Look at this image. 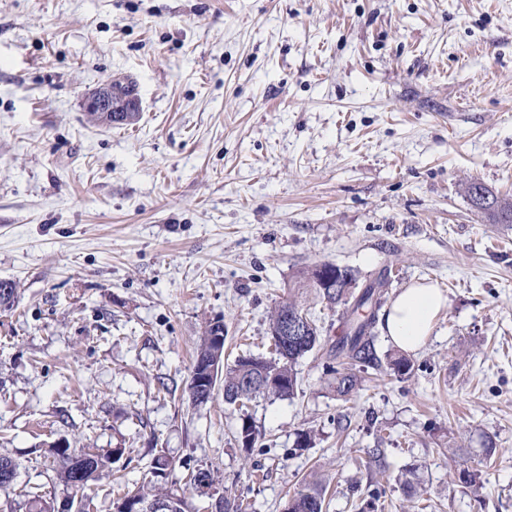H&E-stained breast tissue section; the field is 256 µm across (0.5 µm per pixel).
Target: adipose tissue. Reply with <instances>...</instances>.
I'll return each mask as SVG.
<instances>
[{"instance_id":"ef3b65f1","label":"adipose tissue","mask_w":512,"mask_h":512,"mask_svg":"<svg viewBox=\"0 0 512 512\" xmlns=\"http://www.w3.org/2000/svg\"><path fill=\"white\" fill-rule=\"evenodd\" d=\"M447 306L448 298L437 285L425 282L411 284L388 305L383 316V328L398 348L417 351Z\"/></svg>"}]
</instances>
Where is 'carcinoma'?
<instances>
[{
	"label": "carcinoma",
	"mask_w": 512,
	"mask_h": 512,
	"mask_svg": "<svg viewBox=\"0 0 512 512\" xmlns=\"http://www.w3.org/2000/svg\"><path fill=\"white\" fill-rule=\"evenodd\" d=\"M477 188L484 189L495 204V208L484 212V215L494 224H512V199L503 198L485 188L478 181H471L465 186V194L470 197ZM318 271L315 268L302 270L295 276L296 286L299 288H315L321 300L329 305L341 303L339 294L336 293V284L327 288H319L316 284ZM340 285L351 288L350 297L356 298L353 313L358 319L367 321L345 333L332 346L331 353L334 356H344L353 364L374 367L378 364V357L374 348L371 332L364 328H372L376 315H367L371 295L374 286L364 289L361 294H356V278L351 270L345 268L337 276ZM296 308L295 301L281 302L275 306L269 320V339L274 349V356L270 358H255L251 355L240 356L230 366L224 365V345L217 344L214 340L215 333L221 331L222 323L213 320L206 322L199 343L195 348L193 363L208 361L214 364L215 376L211 385H216L218 375L224 374V388L234 392V397L224 399L229 405L239 403L246 405L256 397L283 398L294 394L297 387V373L294 364L305 354L320 345L321 330L315 319H310L309 327L305 332V338L300 343L287 344L280 339L282 314L285 307ZM250 377L252 382L242 384L241 379ZM277 379L274 384H269L270 378ZM358 384V376L355 372H336L335 390L340 397H345L355 390ZM235 441L242 450L250 454L256 443V434L252 425L246 421L236 432ZM112 458L108 454H97L94 458H83L78 452L68 448H59L55 452L52 472L55 479L64 487L74 493L84 491L90 483L99 481L111 473ZM157 497H170L181 504L178 512H186L185 498L169 492L167 489L156 486L142 485L123 494V498L135 502H147ZM324 497L321 490L316 487L299 490L294 493L289 501L288 512H323Z\"/></svg>",
	"instance_id": "carcinoma-1"
}]
</instances>
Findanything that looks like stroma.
<instances>
[{
    "label": "stroma",
    "instance_id": "stroma-1",
    "mask_svg": "<svg viewBox=\"0 0 512 512\" xmlns=\"http://www.w3.org/2000/svg\"><path fill=\"white\" fill-rule=\"evenodd\" d=\"M118 75L138 120H91ZM471 180L512 196V0H0V512L67 500L59 443L123 451L90 512L161 452L218 470L243 512L312 483L324 512H512V224L473 209ZM322 263L388 273L386 304L446 292L410 374L378 327L379 366L336 395L342 309L291 285ZM290 296L321 328L294 395L193 404L206 322L266 357Z\"/></svg>",
    "mask_w": 512,
    "mask_h": 512
}]
</instances>
